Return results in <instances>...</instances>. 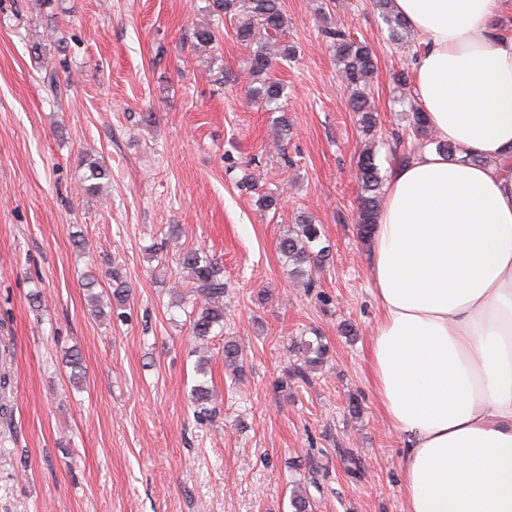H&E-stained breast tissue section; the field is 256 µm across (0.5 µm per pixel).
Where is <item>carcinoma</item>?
<instances>
[{"label": "carcinoma", "mask_w": 512, "mask_h": 512, "mask_svg": "<svg viewBox=\"0 0 512 512\" xmlns=\"http://www.w3.org/2000/svg\"><path fill=\"white\" fill-rule=\"evenodd\" d=\"M374 7L390 29L391 39L403 40L408 26L393 10V0H373ZM214 11L230 15L237 19V38L250 45L258 44L247 61L249 73L253 79L261 81V86L253 89L255 98L270 105L276 104L283 96L280 82L267 77L272 66V50L286 60L293 55V47L283 43L282 36L288 27V19L281 8V0H213ZM324 36L336 48L340 65L341 80L350 91V105L359 116L361 132L366 136L374 133L377 116L370 108L366 88L373 81L376 65L371 49L362 42L352 40L340 26L324 30ZM411 133L416 140L427 144L436 143V148L450 157L460 153V149L450 143L435 141L427 118L419 106L409 103ZM109 177L107 167L102 161L87 163L88 182L84 191L96 193L100 190V181ZM358 180L361 193L358 198L356 224L358 234L363 239L370 237L377 224L384 177L376 163V153L370 148L361 151L358 161ZM322 236L320 225L312 223L306 216L298 219L296 227L288 230L279 242L281 255L291 265L289 276L307 287L313 286L311 270L320 265L325 258L324 248L319 246ZM178 264L189 273V288L200 297V306L192 319V331L195 338L206 340L208 336L224 334V307L219 299L224 297V270L217 259L207 252L190 248L179 255ZM292 352L300 364L296 365L298 376L306 378L305 368L314 367L323 362L327 346L322 339L304 340L293 345ZM191 406L198 419L209 417L213 412L215 395L207 382L201 381L191 389Z\"/></svg>", "instance_id": "obj_1"}]
</instances>
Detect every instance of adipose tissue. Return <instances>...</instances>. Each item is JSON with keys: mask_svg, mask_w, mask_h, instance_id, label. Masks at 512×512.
Wrapping results in <instances>:
<instances>
[{"mask_svg": "<svg viewBox=\"0 0 512 512\" xmlns=\"http://www.w3.org/2000/svg\"><path fill=\"white\" fill-rule=\"evenodd\" d=\"M435 146L395 165L370 241L373 383L406 512H512V0H393Z\"/></svg>", "mask_w": 512, "mask_h": 512, "instance_id": "adipose-tissue-1", "label": "adipose tissue"}]
</instances>
